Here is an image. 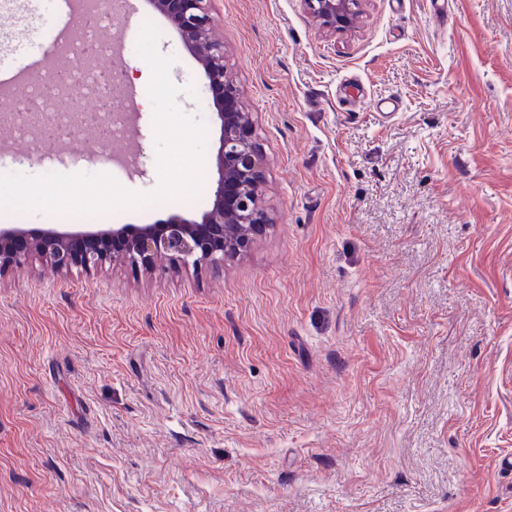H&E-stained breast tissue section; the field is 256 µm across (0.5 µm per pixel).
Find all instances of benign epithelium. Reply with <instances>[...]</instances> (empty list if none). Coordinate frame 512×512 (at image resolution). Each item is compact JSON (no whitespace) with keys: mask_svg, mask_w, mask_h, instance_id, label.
Masks as SVG:
<instances>
[{"mask_svg":"<svg viewBox=\"0 0 512 512\" xmlns=\"http://www.w3.org/2000/svg\"><path fill=\"white\" fill-rule=\"evenodd\" d=\"M212 0H148L167 20L202 69L220 121L215 157L219 175L213 205L198 220L173 214L155 224H78L60 228L0 227V272L40 255L58 271H91L107 262L154 270L164 260L175 268H207L218 274L224 261L241 254L253 234L272 217L265 205L266 156L251 113L228 74L224 42L213 33L218 24ZM315 23L334 31L351 26L363 0H302Z\"/></svg>","mask_w":512,"mask_h":512,"instance_id":"1","label":"benign epithelium"}]
</instances>
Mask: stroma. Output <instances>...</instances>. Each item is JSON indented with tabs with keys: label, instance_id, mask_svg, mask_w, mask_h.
I'll return each instance as SVG.
<instances>
[{
	"label": "stroma",
	"instance_id": "35a3bbf8",
	"mask_svg": "<svg viewBox=\"0 0 512 512\" xmlns=\"http://www.w3.org/2000/svg\"><path fill=\"white\" fill-rule=\"evenodd\" d=\"M447 2L327 32L302 0H213L273 222L219 276L0 273V512H512V0ZM141 15L207 123L202 192L96 224L199 219L218 179L203 72ZM58 22L0 0V66ZM138 131L130 174L8 140L0 173L151 192Z\"/></svg>",
	"mask_w": 512,
	"mask_h": 512
}]
</instances>
